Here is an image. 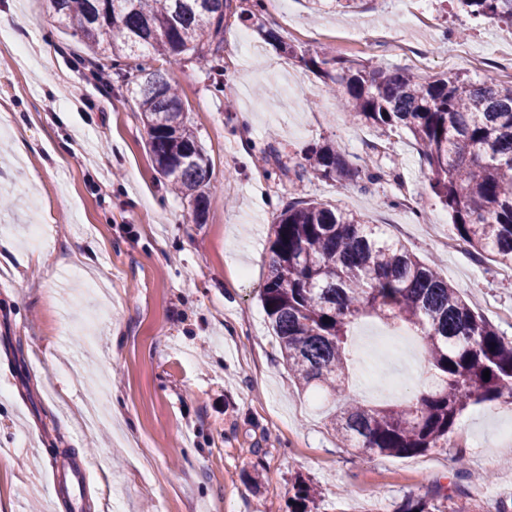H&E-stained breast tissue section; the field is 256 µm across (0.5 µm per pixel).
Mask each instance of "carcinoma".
I'll return each mask as SVG.
<instances>
[{"label": "carcinoma", "instance_id": "1", "mask_svg": "<svg viewBox=\"0 0 512 512\" xmlns=\"http://www.w3.org/2000/svg\"><path fill=\"white\" fill-rule=\"evenodd\" d=\"M334 13L360 0H312ZM457 8L512 26V0H456ZM57 22L91 53V66L115 69L133 87L147 147L159 173L196 204L203 223L210 170L184 103L150 54L188 56L209 66L214 88L224 77V16L232 0H49ZM266 40L329 83L353 122L390 139L404 128L429 171L428 187L451 216L456 237L479 258L512 265V81L474 82L447 71L421 77L369 67L341 55L309 54L257 27ZM341 185L355 181L336 148L317 145L298 177ZM268 273L260 299L284 363L305 390L343 400L331 419L342 442L382 455L424 453L448 443L473 404L512 399V341L471 308L431 265L376 224L314 200L288 198L272 226ZM362 317L413 328L428 366L423 390L395 405L367 406L348 392L350 328ZM490 371L484 380L483 371ZM316 491L296 480L289 512H311ZM471 499L453 481L440 502L408 496L395 512H467Z\"/></svg>", "mask_w": 512, "mask_h": 512}]
</instances>
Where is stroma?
Here are the masks:
<instances>
[{"mask_svg": "<svg viewBox=\"0 0 512 512\" xmlns=\"http://www.w3.org/2000/svg\"><path fill=\"white\" fill-rule=\"evenodd\" d=\"M23 22L0 29V504L9 512H288L296 478L317 492L314 512H394L461 476L488 475L484 493L512 494V409L470 406L451 446L408 456L347 447L329 427L331 402L310 396L284 364L259 292L269 229L288 200L290 169L329 143L381 181L340 185L305 175L303 196L360 214L433 265L474 309L512 340V277L452 233L428 188L408 133L387 152L374 132L338 111L322 78L266 43L252 22L224 19V40L249 35L238 65L215 91L199 61L157 59L178 89L188 125L210 164L204 223L153 163L131 90L92 79L77 43L46 0H0ZM261 23L297 50L341 53L370 66L425 76L448 70L479 80L470 56L512 55V27L460 12L453 0H362L346 14H314L294 0L289 19ZM82 98H75V91ZM46 225L33 246L28 228ZM82 276L70 278L73 267ZM351 391L397 379L393 400L418 393L423 355L379 363L372 334L409 335L371 318L352 327ZM118 409L83 431L91 393ZM88 462L82 501L53 484Z\"/></svg>", "mask_w": 512, "mask_h": 512, "instance_id": "stroma-1", "label": "stroma"}]
</instances>
